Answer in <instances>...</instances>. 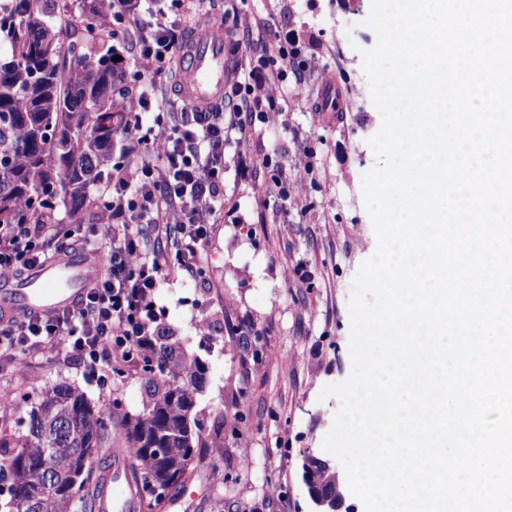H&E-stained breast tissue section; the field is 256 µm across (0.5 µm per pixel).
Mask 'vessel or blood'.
I'll list each match as a JSON object with an SVG mask.
<instances>
[{
  "label": "vessel or blood",
  "mask_w": 512,
  "mask_h": 512,
  "mask_svg": "<svg viewBox=\"0 0 512 512\" xmlns=\"http://www.w3.org/2000/svg\"><path fill=\"white\" fill-rule=\"evenodd\" d=\"M237 55L223 23L192 28L181 49V98L195 112H206L224 99L226 78ZM103 270L99 254L66 249L27 275L0 279V313L5 317L41 315L71 306ZM108 490L98 500V512H140L132 481L133 464L126 449L110 451Z\"/></svg>",
  "instance_id": "vessel-or-blood-1"
}]
</instances>
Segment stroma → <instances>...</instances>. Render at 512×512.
Masks as SVG:
<instances>
[{"label":"stroma","instance_id":"35a3bbf8","mask_svg":"<svg viewBox=\"0 0 512 512\" xmlns=\"http://www.w3.org/2000/svg\"><path fill=\"white\" fill-rule=\"evenodd\" d=\"M370 11L371 0H202L195 14L233 32L259 17L285 22L317 46L282 124L225 149L230 212L201 256L204 280L172 279L160 291L162 324L208 366L194 411L206 425L224 424L219 464L202 457L183 484L190 512H312L301 463L329 457L322 443L340 402L321 391L351 372L352 282L377 246L362 193V176L376 163L368 140L381 123L361 56L376 43L365 24ZM332 82L344 102L335 115L315 109ZM266 154L303 180L288 199L270 197L269 176L237 170L238 157ZM299 266L313 273L312 287H293ZM201 320L208 335L198 333ZM230 323L246 324L248 336L229 335ZM57 384L115 404L117 423L142 412L146 400L133 365L108 389L49 352L0 369V397Z\"/></svg>","mask_w":512,"mask_h":512}]
</instances>
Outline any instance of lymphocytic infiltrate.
Returning a JSON list of instances; mask_svg holds the SVG:
<instances>
[{
  "instance_id": "lymphocytic-infiltrate-1",
  "label": "lymphocytic infiltrate",
  "mask_w": 512,
  "mask_h": 512,
  "mask_svg": "<svg viewBox=\"0 0 512 512\" xmlns=\"http://www.w3.org/2000/svg\"><path fill=\"white\" fill-rule=\"evenodd\" d=\"M194 2L106 0L123 118L119 158L89 201L111 223L106 269L74 306L0 323V361L51 349L109 384L113 368L131 363L156 335L162 284L177 274L198 277L211 218L224 205L225 145L257 124H276L283 107L275 97L256 96L268 79V60L245 32L236 38L245 67L234 111H168L155 90L172 69ZM131 59L145 61L147 72H129ZM83 240L77 224L0 225V277Z\"/></svg>"
}]
</instances>
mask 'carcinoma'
Instances as JSON below:
<instances>
[{
    "label": "carcinoma",
    "mask_w": 512,
    "mask_h": 512,
    "mask_svg": "<svg viewBox=\"0 0 512 512\" xmlns=\"http://www.w3.org/2000/svg\"><path fill=\"white\" fill-rule=\"evenodd\" d=\"M16 45L0 58V225L82 212L90 188L108 171L117 117L112 99V42L83 49V31L98 26L99 11H80L82 28L63 44L59 16L30 0ZM136 365L148 401L121 428L136 448V491L147 507L181 485L192 461L209 447L192 414L207 379L202 359L184 351L166 328ZM19 430L0 429V493L10 512H93L105 477L95 461L112 441V409L78 388L59 384L32 396ZM311 463L322 490L335 495L325 461ZM83 495H78V492Z\"/></svg>",
    "instance_id": "obj_1"
}]
</instances>
